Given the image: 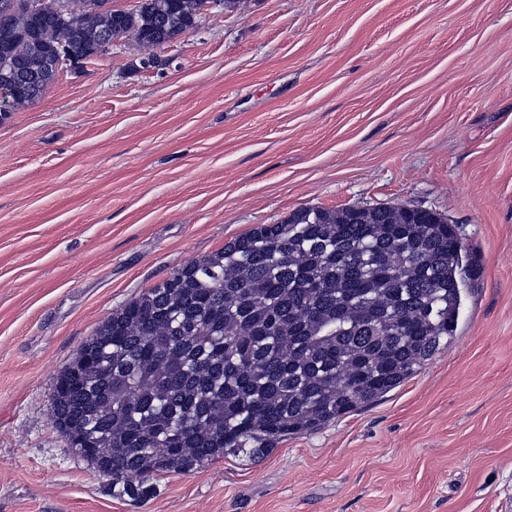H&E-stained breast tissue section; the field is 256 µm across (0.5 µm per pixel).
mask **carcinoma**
Listing matches in <instances>:
<instances>
[{"instance_id": "obj_1", "label": "carcinoma", "mask_w": 512, "mask_h": 512, "mask_svg": "<svg viewBox=\"0 0 512 512\" xmlns=\"http://www.w3.org/2000/svg\"><path fill=\"white\" fill-rule=\"evenodd\" d=\"M201 0L0 13V90L38 99L69 51L152 50L197 26ZM475 268L433 210L301 207L192 260L112 312L57 375L50 415L117 496L230 453L261 455L403 385L454 336Z\"/></svg>"}]
</instances>
